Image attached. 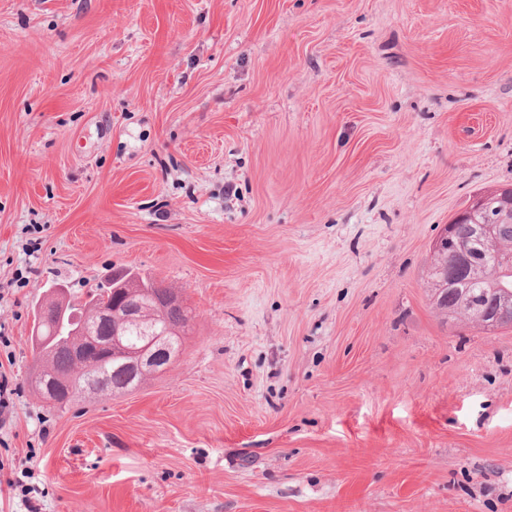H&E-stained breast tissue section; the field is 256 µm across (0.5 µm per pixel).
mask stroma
I'll use <instances>...</instances> for the list:
<instances>
[{
  "label": "stroma",
  "mask_w": 512,
  "mask_h": 512,
  "mask_svg": "<svg viewBox=\"0 0 512 512\" xmlns=\"http://www.w3.org/2000/svg\"><path fill=\"white\" fill-rule=\"evenodd\" d=\"M512 187V0H0V482L41 512H512V325L437 234ZM130 268L165 372L54 410L33 311Z\"/></svg>",
  "instance_id": "obj_1"
}]
</instances>
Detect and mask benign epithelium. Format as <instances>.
Returning a JSON list of instances; mask_svg holds the SVG:
<instances>
[{
	"label": "benign epithelium",
	"mask_w": 512,
	"mask_h": 512,
	"mask_svg": "<svg viewBox=\"0 0 512 512\" xmlns=\"http://www.w3.org/2000/svg\"><path fill=\"white\" fill-rule=\"evenodd\" d=\"M501 205L498 224H475L469 242L459 245L447 259L448 243L453 241L458 223L474 218L488 204V196H479L473 205L461 212L434 239L432 250L439 261V278L435 281L438 291L448 288V264L456 266L468 264L469 250L476 244L501 245L512 237V192H499ZM186 306L178 293L169 289L159 295L141 288L135 282L122 285L119 299L109 304H101L82 312L73 310L72 304L61 289L50 290L41 304V312L47 319L57 321L55 332H61L63 323L69 330L64 340L71 350L76 363L75 371L68 377H61L53 370L49 359L51 354L43 353L36 359V372L32 387L48 403L56 402L61 390L75 395L79 392L96 394L108 381V369L112 359L124 358L121 367L128 373L129 381H141L145 377L167 369L174 361L170 337L178 334V328L167 325L156 328L169 311H184ZM112 321V335L100 336L97 333L99 323ZM136 325L143 329L145 343L139 348L127 349L122 338L128 327Z\"/></svg>",
	"instance_id": "7a95c632"
}]
</instances>
